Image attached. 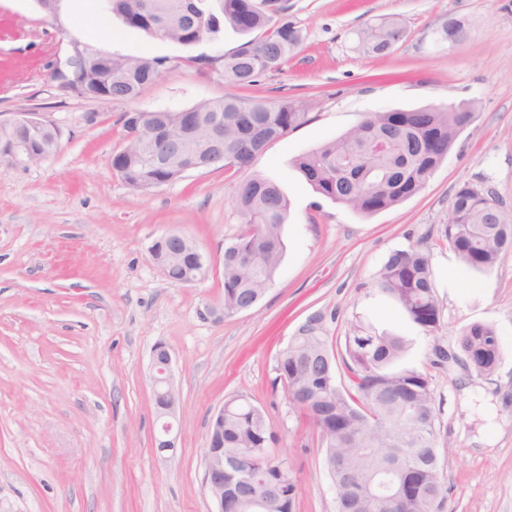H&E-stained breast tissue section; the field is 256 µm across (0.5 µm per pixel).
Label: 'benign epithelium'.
I'll use <instances>...</instances> for the list:
<instances>
[{
    "instance_id": "1",
    "label": "benign epithelium",
    "mask_w": 512,
    "mask_h": 512,
    "mask_svg": "<svg viewBox=\"0 0 512 512\" xmlns=\"http://www.w3.org/2000/svg\"><path fill=\"white\" fill-rule=\"evenodd\" d=\"M108 57L106 53H93L79 45H74L72 52L63 60L57 62L52 71L53 79L59 82L65 90L71 74L77 69H87L99 64ZM53 125L39 112H16L9 118H0V131L24 128L28 136L24 140H12L7 144L0 142V162L14 166L29 167L34 159L44 161L53 153V146L41 142L42 130ZM170 355H165L164 362L153 361L152 375L154 398L162 399L164 405L158 417L164 422L162 435L156 440V452L163 453L176 448V437L172 436V420L179 410V397L174 388L170 375ZM224 422V410H219L211 419L207 437V452L205 456L204 490L214 502L215 512H224V490L231 489L236 494L245 490L244 480L236 464H224V448L220 441L214 438Z\"/></svg>"
}]
</instances>
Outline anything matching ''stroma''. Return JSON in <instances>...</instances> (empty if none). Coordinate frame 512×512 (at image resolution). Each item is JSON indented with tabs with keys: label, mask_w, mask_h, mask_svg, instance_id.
I'll return each mask as SVG.
<instances>
[{
	"label": "stroma",
	"mask_w": 512,
	"mask_h": 512,
	"mask_svg": "<svg viewBox=\"0 0 512 512\" xmlns=\"http://www.w3.org/2000/svg\"><path fill=\"white\" fill-rule=\"evenodd\" d=\"M287 5L302 33L298 54L239 88L206 62L239 48L232 29L188 47L106 18L101 0H60L53 20L34 0H0V113L40 112L62 132L40 165L0 164V512H214L203 487L208 427L235 395L265 412L277 436L270 452L297 485L294 512H336L319 433L290 408L275 371L279 351L317 313L338 353L359 318L408 341L401 363L428 373L440 405L447 512H512V252L490 272H470L440 235L465 182L491 190L512 216V0ZM380 16L399 18L407 36L386 57L361 58L352 32ZM449 17L464 20L463 41H436ZM76 43L165 64L134 100L91 101L51 78ZM227 94L314 105L253 166L288 201L274 283L255 306L222 318L224 244L243 224L231 194L246 172L191 171L137 192L111 156L123 113L185 110ZM461 101L476 102L477 117L425 187L373 215L316 194L296 166L368 113ZM169 231L208 258L205 280L175 284L155 267L149 248ZM416 245L432 257L441 308L432 335L375 285L392 251ZM474 322L493 325L502 342L485 377L457 355L458 331ZM159 344L180 398L177 447L163 456L151 383ZM438 346L448 361H438Z\"/></svg>",
	"instance_id": "35a3bbf8"
}]
</instances>
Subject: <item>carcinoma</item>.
Wrapping results in <instances>:
<instances>
[{
    "label": "carcinoma",
    "instance_id": "carcinoma-1",
    "mask_svg": "<svg viewBox=\"0 0 512 512\" xmlns=\"http://www.w3.org/2000/svg\"><path fill=\"white\" fill-rule=\"evenodd\" d=\"M200 2L112 0L108 12L131 28L187 46L203 37L218 39L230 26L247 37L222 62L224 81L233 86H252L264 74L281 72L301 43L300 31L285 20L286 0H218L215 10ZM464 33V23L454 17L436 31L441 42H457ZM353 35L355 51L377 59L405 39L406 29L380 17ZM162 64L159 57L114 56L82 79L81 96L133 100L156 80ZM309 106L226 95L189 108L196 113L193 123L126 112L121 120L127 139L112 154V169L135 191L173 183L188 168L245 170L267 144L302 125ZM475 117L471 102L372 113L301 156L297 167L318 194L372 215L419 193ZM233 203L245 227L224 244L226 318L253 307L273 284L288 211L279 186L258 174L236 187ZM440 234L471 272L491 271L512 251V218L492 192L470 183L455 190ZM197 269L195 255L187 254L169 268V277L179 281ZM377 287L422 331L430 335L440 328L430 252L418 246L391 252ZM457 345L481 377L493 374L502 359L501 339L487 324L463 328ZM407 348L403 337L357 320L344 336L341 356L349 384L330 386L325 379L336 372V357L323 316L315 314L277 355L276 380L317 427L326 458L336 460L329 475L337 512H446L436 398L427 373L396 367ZM275 442L262 409L242 395L224 401V461L238 464L252 495L232 500L225 512H259L258 503L269 499L279 512H293L296 484L285 463L271 457Z\"/></svg>",
    "mask_w": 512,
    "mask_h": 512
}]
</instances>
